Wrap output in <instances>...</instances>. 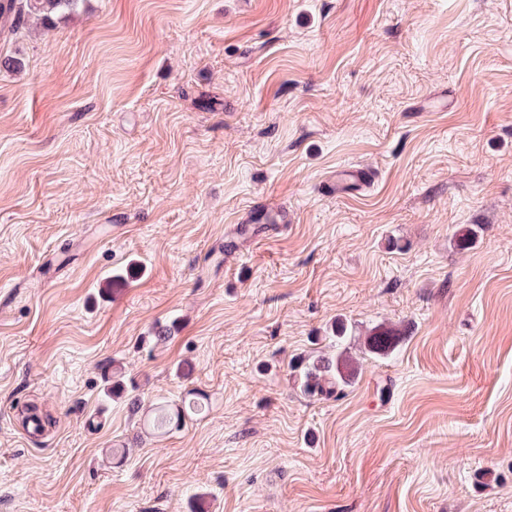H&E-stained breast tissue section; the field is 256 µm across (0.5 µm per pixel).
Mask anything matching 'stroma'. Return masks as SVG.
<instances>
[{
	"label": "stroma",
	"instance_id": "35a3bbf8",
	"mask_svg": "<svg viewBox=\"0 0 512 512\" xmlns=\"http://www.w3.org/2000/svg\"><path fill=\"white\" fill-rule=\"evenodd\" d=\"M0 56V512H512V0H85ZM374 181L373 175L365 169L355 167H345L336 173V183L332 185L333 194L336 197H345L352 194V187L356 191H361L369 187ZM366 342L369 352L380 353L389 350L396 342L395 331L386 326H378ZM356 371V361L343 354L335 360L313 359L303 368L302 387L309 394L331 396L340 384H349Z\"/></svg>",
	"mask_w": 512,
	"mask_h": 512
}]
</instances>
